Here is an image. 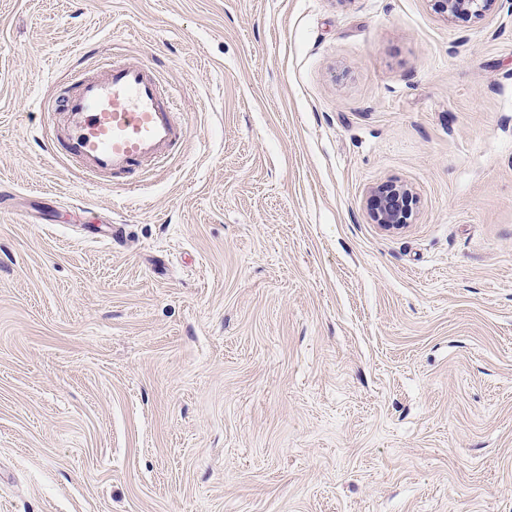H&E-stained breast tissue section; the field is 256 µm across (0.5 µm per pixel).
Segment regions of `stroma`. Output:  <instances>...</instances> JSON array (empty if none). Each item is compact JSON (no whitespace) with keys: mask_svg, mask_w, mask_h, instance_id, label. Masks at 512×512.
Instances as JSON below:
<instances>
[{"mask_svg":"<svg viewBox=\"0 0 512 512\" xmlns=\"http://www.w3.org/2000/svg\"><path fill=\"white\" fill-rule=\"evenodd\" d=\"M115 58L189 138L93 187ZM7 187L0 512H512V0H0ZM435 9L447 19L459 15L482 17L492 0H434ZM411 190L404 185L377 186L371 190V217L384 230L407 223Z\"/></svg>","mask_w":512,"mask_h":512,"instance_id":"obj_1","label":"stroma"}]
</instances>
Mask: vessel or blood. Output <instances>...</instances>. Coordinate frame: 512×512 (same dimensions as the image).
Here are the masks:
<instances>
[{
    "instance_id": "b4317fda",
    "label": "vessel or blood",
    "mask_w": 512,
    "mask_h": 512,
    "mask_svg": "<svg viewBox=\"0 0 512 512\" xmlns=\"http://www.w3.org/2000/svg\"><path fill=\"white\" fill-rule=\"evenodd\" d=\"M60 110L65 120L51 150L94 178H132L187 137L173 96L162 94L156 72L141 63L119 61L82 77L62 95Z\"/></svg>"
}]
</instances>
